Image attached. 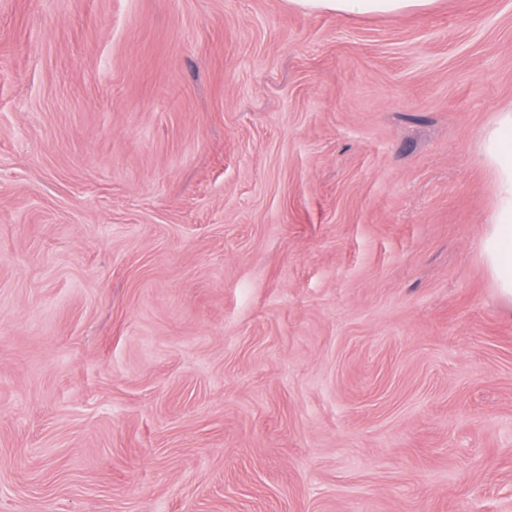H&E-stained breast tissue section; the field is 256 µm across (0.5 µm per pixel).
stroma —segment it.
Here are the masks:
<instances>
[{
	"instance_id": "obj_1",
	"label": "stroma",
	"mask_w": 512,
	"mask_h": 512,
	"mask_svg": "<svg viewBox=\"0 0 512 512\" xmlns=\"http://www.w3.org/2000/svg\"><path fill=\"white\" fill-rule=\"evenodd\" d=\"M511 105L512 0H0V512H512ZM301 9L312 12H330L343 16L359 14H400L424 12L436 0H289ZM481 156L494 179L495 201L478 252L498 297L512 304V106L501 109L480 134Z\"/></svg>"
}]
</instances>
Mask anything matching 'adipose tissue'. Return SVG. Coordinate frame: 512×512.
Listing matches in <instances>:
<instances>
[{
    "label": "adipose tissue",
    "mask_w": 512,
    "mask_h": 512,
    "mask_svg": "<svg viewBox=\"0 0 512 512\" xmlns=\"http://www.w3.org/2000/svg\"><path fill=\"white\" fill-rule=\"evenodd\" d=\"M312 12L339 16L359 14H400L423 12L435 0H291ZM481 156L490 169L495 201L487 217L478 252L496 287L498 297L512 304V106L497 112L480 134Z\"/></svg>",
    "instance_id": "adipose-tissue-1"
}]
</instances>
